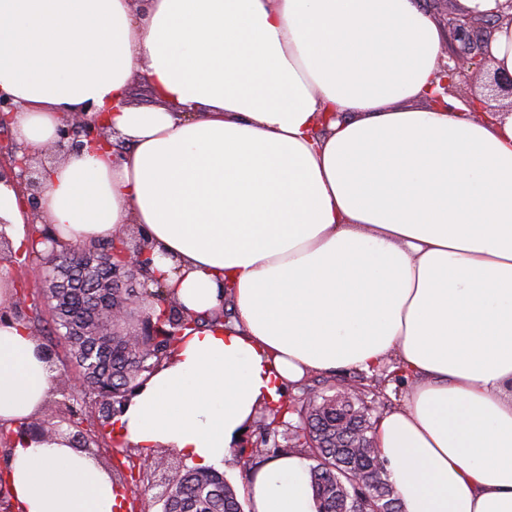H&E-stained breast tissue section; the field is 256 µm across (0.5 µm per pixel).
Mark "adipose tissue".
<instances>
[{"instance_id":"ef3b65f1","label":"adipose tissue","mask_w":512,"mask_h":512,"mask_svg":"<svg viewBox=\"0 0 512 512\" xmlns=\"http://www.w3.org/2000/svg\"><path fill=\"white\" fill-rule=\"evenodd\" d=\"M505 0L493 70L512 74ZM448 29L422 0H0V93L29 152L91 107L100 144L45 171L41 215L61 246L135 226L191 314L113 421L116 442L224 461L256 408L309 371L382 367L412 386L374 441L403 512H512V113L439 79ZM144 80L156 107L132 106ZM30 219L0 181V231ZM25 323L0 320V426L50 396ZM19 512H119L111 474L66 436L15 442ZM251 512H317L301 455L267 461Z\"/></svg>"}]
</instances>
